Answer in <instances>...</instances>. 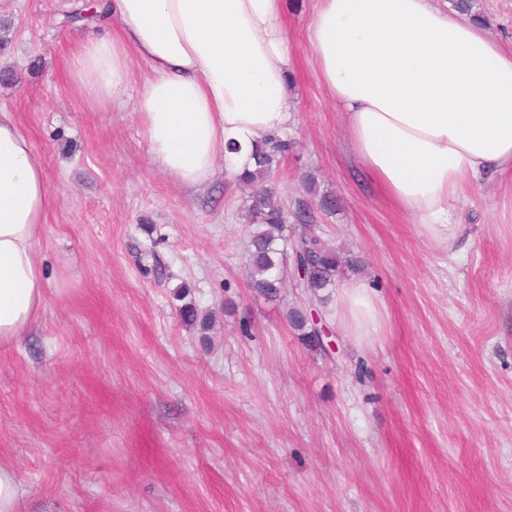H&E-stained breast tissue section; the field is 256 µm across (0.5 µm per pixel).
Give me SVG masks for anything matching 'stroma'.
Instances as JSON below:
<instances>
[{"instance_id": "stroma-1", "label": "stroma", "mask_w": 512, "mask_h": 512, "mask_svg": "<svg viewBox=\"0 0 512 512\" xmlns=\"http://www.w3.org/2000/svg\"><path fill=\"white\" fill-rule=\"evenodd\" d=\"M72 0H0V108L32 142L55 203L37 257L45 305L0 346V465L20 512H512V182L454 203L458 239L423 237L354 157L305 49L317 0H284L287 134L273 176L285 212L379 294L378 325L303 345L287 311L247 280L251 191L217 168L198 188L155 164L134 105L149 74L130 59L122 101L90 107L65 61L87 30ZM314 173L326 213L305 191ZM187 285L212 341L174 299Z\"/></svg>"}]
</instances>
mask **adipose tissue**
Segmentation results:
<instances>
[{
    "mask_svg": "<svg viewBox=\"0 0 512 512\" xmlns=\"http://www.w3.org/2000/svg\"><path fill=\"white\" fill-rule=\"evenodd\" d=\"M117 28L80 42L66 66L95 107L125 96L130 54L151 68L136 98L152 160L186 187L252 167L253 143L288 128L283 0H105ZM311 61L368 175L436 245L454 201L512 177V49L446 0H318ZM239 151H229V143ZM54 197L31 141L0 110V345L39 317L46 274L36 243ZM353 335L377 324L376 291L346 280Z\"/></svg>",
    "mask_w": 512,
    "mask_h": 512,
    "instance_id": "adipose-tissue-1",
    "label": "adipose tissue"
}]
</instances>
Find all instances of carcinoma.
Instances as JSON below:
<instances>
[{
	"mask_svg": "<svg viewBox=\"0 0 512 512\" xmlns=\"http://www.w3.org/2000/svg\"><path fill=\"white\" fill-rule=\"evenodd\" d=\"M453 7L470 18L484 20L477 9V0H453ZM293 148L294 142L286 135H274L254 144L252 157L256 169L236 178L237 183L252 188L248 286L255 299L274 303L280 300L291 276L297 287L307 290L314 307H323L336 288L342 266L356 269L360 259L353 256L342 260L325 242L310 243L306 230L298 231L286 224L282 207L274 201L272 188L267 183ZM188 294L185 286L174 292V297L182 302L180 316L185 323L198 327L204 336L209 331L208 322L199 317L193 302L186 301ZM288 322L302 344L319 346L314 340V320L309 309H291Z\"/></svg>",
	"mask_w": 512,
	"mask_h": 512,
	"instance_id": "1",
	"label": "carcinoma"
}]
</instances>
